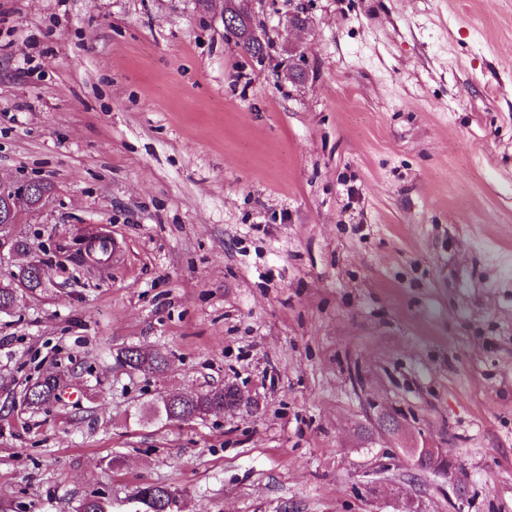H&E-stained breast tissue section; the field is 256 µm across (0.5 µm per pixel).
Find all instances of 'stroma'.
I'll use <instances>...</instances> for the list:
<instances>
[{
    "instance_id": "obj_1",
    "label": "stroma",
    "mask_w": 512,
    "mask_h": 512,
    "mask_svg": "<svg viewBox=\"0 0 512 512\" xmlns=\"http://www.w3.org/2000/svg\"><path fill=\"white\" fill-rule=\"evenodd\" d=\"M251 24L261 64L224 0H0V184L49 187L0 260L46 283L0 313V512H512V0ZM142 351L137 348L121 349L117 352L116 357L122 358L132 368L145 363H148L149 366H154L155 369H161L165 365V357L160 353L152 351L145 353ZM59 389V378L57 376H47L42 380L36 381L26 391V401L29 405L41 406L52 399H57ZM192 397L193 399L191 401L184 404L180 401L178 405L170 404L165 398H162L161 401L158 402L156 410L164 413L168 419L171 414L180 416L182 414L192 413L193 411L205 413L216 403L234 405L236 402V394L230 389L210 390ZM140 495H144L149 499L147 506L143 509H150V512H178L179 510H175L178 508V500L174 497L172 492L165 486L156 485V484H143L139 490ZM171 495V496H170ZM170 497V498H169ZM165 511H163V501L168 499Z\"/></svg>"
}]
</instances>
